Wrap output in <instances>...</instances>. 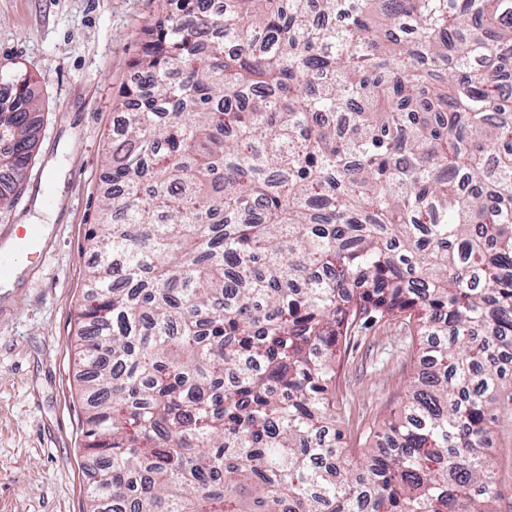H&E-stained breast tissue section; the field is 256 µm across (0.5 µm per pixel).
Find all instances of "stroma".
Returning a JSON list of instances; mask_svg holds the SVG:
<instances>
[{
    "label": "stroma",
    "instance_id": "obj_1",
    "mask_svg": "<svg viewBox=\"0 0 512 512\" xmlns=\"http://www.w3.org/2000/svg\"><path fill=\"white\" fill-rule=\"evenodd\" d=\"M161 11L160 0H0V69L27 71L43 103L23 191L0 213V243L14 224L51 227L40 256L24 258L15 288L0 291V512L88 510L75 350L92 259L85 237L100 208L117 90L132 78L142 27ZM418 365L402 320L357 331L336 363L350 446L400 415ZM494 413L496 507L512 512V399L500 396Z\"/></svg>",
    "mask_w": 512,
    "mask_h": 512
}]
</instances>
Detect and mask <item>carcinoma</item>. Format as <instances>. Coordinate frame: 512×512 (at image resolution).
<instances>
[{"label":"carcinoma","mask_w":512,"mask_h":512,"mask_svg":"<svg viewBox=\"0 0 512 512\" xmlns=\"http://www.w3.org/2000/svg\"><path fill=\"white\" fill-rule=\"evenodd\" d=\"M164 4L86 236L89 512H496L512 0ZM0 83L2 210L41 102ZM393 317L425 369L350 454L336 350Z\"/></svg>","instance_id":"1"}]
</instances>
